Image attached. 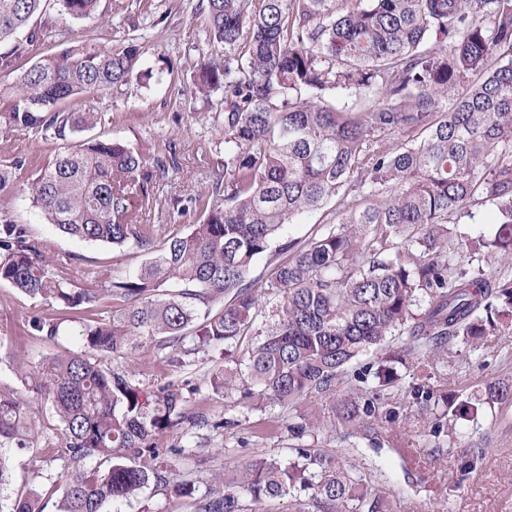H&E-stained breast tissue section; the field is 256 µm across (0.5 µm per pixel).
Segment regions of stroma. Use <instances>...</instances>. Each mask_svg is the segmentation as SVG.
Wrapping results in <instances>:
<instances>
[{
  "instance_id": "obj_1",
  "label": "stroma",
  "mask_w": 512,
  "mask_h": 512,
  "mask_svg": "<svg viewBox=\"0 0 512 512\" xmlns=\"http://www.w3.org/2000/svg\"><path fill=\"white\" fill-rule=\"evenodd\" d=\"M128 0H100L96 18L62 19L55 0L30 23L43 38L38 54L63 49L67 41L81 40L109 46L124 23H131V37L141 47L140 78L114 88L105 106L101 133L122 139L129 146H148L164 151L175 143L179 170L164 190L151 214L155 224H176L187 229L199 214L197 197L210 195L216 181L202 162L204 155L224 153L223 89L210 97L195 95L194 66L200 56L212 52L195 12L202 0H149L146 9L124 18ZM53 143L34 139L0 126V162L20 157L23 177H30L48 160ZM181 201L182 216H174L169 198ZM8 208L17 223L31 236L50 241L56 256L71 260L70 274L81 281L87 269L112 278L136 272L146 254L129 246L112 247L81 241L60 234L47 224L39 209L23 193L0 195V208ZM46 304L0 284V379L13 381L16 373L33 369L53 349L27 335L31 316L47 313ZM210 365L198 360L181 369L180 378L195 389L190 402L200 403L210 421L223 422V429H203L187 436L176 430L163 440L164 447H178L173 466L182 478L207 488L216 478L239 475L243 465L255 458H293L297 446L337 454L349 470L370 473L373 486L392 504L393 512H512V412L491 418L484 413L460 422L446 433L430 432L423 423L413 390L424 387L441 413L455 393L471 400L484 399L493 382L512 384V335L486 336L477 349L459 343L446 346L436 360H407L396 365V381L384 393L375 420L378 437L363 438L337 416L335 396H316L304 411L313 426L302 439L288 432L292 413L277 405L250 409L213 391ZM490 443L471 473H464L465 449L481 435ZM11 484L0 493V512H8L12 498L37 481L43 512H57L63 492L64 463L46 456L44 448L15 452L10 456ZM121 512H193L191 499L169 490L146 488L135 500L122 503Z\"/></svg>"
}]
</instances>
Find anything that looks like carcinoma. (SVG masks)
I'll return each mask as SVG.
<instances>
[{
	"label": "carcinoma",
	"instance_id": "obj_1",
	"mask_svg": "<svg viewBox=\"0 0 512 512\" xmlns=\"http://www.w3.org/2000/svg\"><path fill=\"white\" fill-rule=\"evenodd\" d=\"M44 0H0V43L12 40ZM64 18L91 17L97 0H56ZM208 40L196 92L224 85V156L208 160L224 198L201 200L183 233L148 224L160 182L179 170L175 153L150 159L93 130L112 89L128 83L140 46L78 40L41 56L0 99V125L54 148L35 177L20 157L0 164V192L23 187L61 233L79 240L163 249L132 276L89 271L80 287L72 262L51 256L0 208V282L44 302L56 316L28 332L56 344L67 315L79 316L82 349L63 348L19 385L0 382V489L8 452L44 444L64 461L59 512H109L154 484L194 499V512H253L289 496L292 512H391L365 473L312 448L296 458L249 461L238 489L198 493L174 477L162 437L212 427L173 381L145 390L130 369L150 343L180 369L192 355L211 363L214 390L258 406L297 407L312 396L352 391L340 419L370 436L374 401L392 386L389 363L434 357L446 344L512 333V273L487 276L462 260L470 251L512 261V0H206ZM338 89L368 96L363 111L337 108ZM401 144L392 148L389 139ZM337 200L336 225L280 250L288 261L264 284L255 261L295 216ZM496 216L488 234L456 229L473 210ZM110 298L125 304L110 315ZM265 318L256 327L258 317ZM254 346L238 353L247 336ZM388 348L378 385L348 367ZM50 402L37 416L28 394ZM498 408L512 385L489 388ZM434 431L476 417L477 402L447 403ZM32 487L10 512H43Z\"/></svg>",
	"mask_w": 512,
	"mask_h": 512
}]
</instances>
